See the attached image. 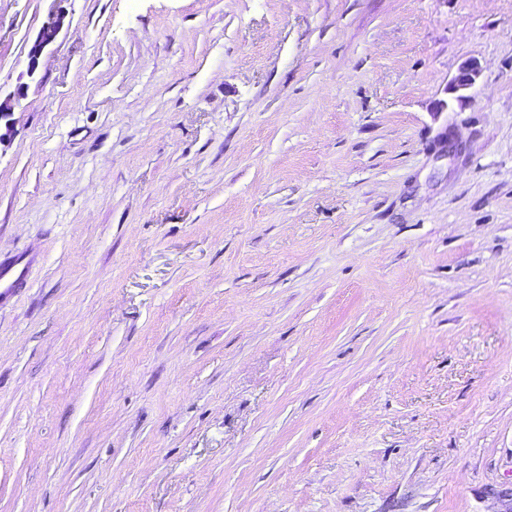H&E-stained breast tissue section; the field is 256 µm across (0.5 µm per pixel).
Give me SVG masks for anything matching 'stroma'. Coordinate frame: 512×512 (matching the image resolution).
I'll return each mask as SVG.
<instances>
[{
  "label": "stroma",
  "mask_w": 512,
  "mask_h": 512,
  "mask_svg": "<svg viewBox=\"0 0 512 512\" xmlns=\"http://www.w3.org/2000/svg\"><path fill=\"white\" fill-rule=\"evenodd\" d=\"M0 96V512H498L512 0H0ZM62 24L61 17L52 18L42 25L35 40L30 44L28 49V69L27 76L32 78L36 73L39 59L56 39ZM35 261V256L26 254L0 257V296L3 300L26 286L29 270Z\"/></svg>",
  "instance_id": "obj_1"
}]
</instances>
